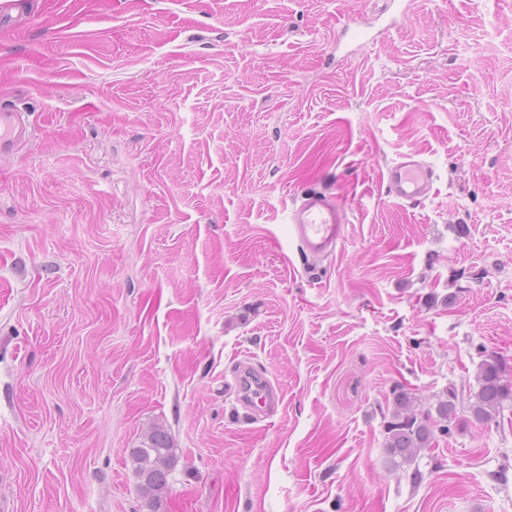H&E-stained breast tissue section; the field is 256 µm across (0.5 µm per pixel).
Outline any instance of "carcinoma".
Returning a JSON list of instances; mask_svg holds the SVG:
<instances>
[{
    "mask_svg": "<svg viewBox=\"0 0 512 512\" xmlns=\"http://www.w3.org/2000/svg\"><path fill=\"white\" fill-rule=\"evenodd\" d=\"M476 390L470 395L468 413L480 424H489L503 411L504 402L512 398V384L504 380V366L494 354L486 355L475 376ZM458 396L448 387L424 406L415 394L400 388L393 392L392 409L385 421L387 449L394 470L405 472L415 485L423 481L417 464L421 452L431 449L437 434L449 432L448 421L456 418ZM134 473L142 497L151 504L168 493L169 477L177 456L171 435L162 424H155L131 449Z\"/></svg>",
    "mask_w": 512,
    "mask_h": 512,
    "instance_id": "1",
    "label": "carcinoma"
}]
</instances>
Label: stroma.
Masks as SVG:
<instances>
[{
	"label": "stroma",
	"mask_w": 512,
	"mask_h": 512,
	"mask_svg": "<svg viewBox=\"0 0 512 512\" xmlns=\"http://www.w3.org/2000/svg\"><path fill=\"white\" fill-rule=\"evenodd\" d=\"M23 0L0 104V512H512V401L460 413L420 486L401 387L512 382V0ZM362 23L365 39L345 37ZM414 154L431 196H390ZM334 256L288 237L306 189ZM277 409H235L234 370ZM178 463L157 510L129 451ZM26 114L16 109L0 108V159L14 155L19 146L32 138ZM399 159L385 169L388 193L406 204L423 203L432 192L434 172L414 154L401 155ZM291 236L306 255L331 253L343 239L346 210L324 191H306L290 212ZM475 376L476 390L470 395L468 413L480 424H489L503 411L504 402L512 398V384L505 381L504 366L495 354H487ZM131 460L138 489L154 507L153 504H158L162 495L168 493L169 477L177 461L176 448L164 425L150 427L139 445L131 449Z\"/></svg>",
	"instance_id": "1"
}]
</instances>
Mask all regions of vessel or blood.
<instances>
[{"instance_id":"obj_1","label":"vessel or blood","mask_w":512,"mask_h":512,"mask_svg":"<svg viewBox=\"0 0 512 512\" xmlns=\"http://www.w3.org/2000/svg\"><path fill=\"white\" fill-rule=\"evenodd\" d=\"M32 138V128L23 112L0 108V159L14 155L19 146ZM386 188L394 198L410 204H420L433 189L432 169L416 159L415 155H402L385 169ZM347 222L346 210L333 197L323 191H306L295 200L290 212L291 236L301 250L311 256L331 253L343 238ZM241 402L250 410L261 407L275 408L278 403L267 380L252 371L239 377Z\"/></svg>"}]
</instances>
